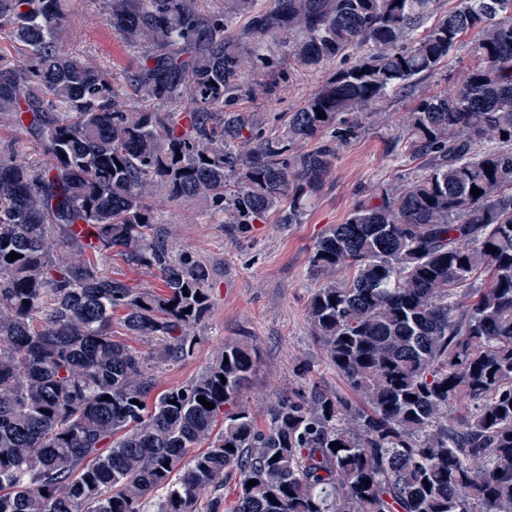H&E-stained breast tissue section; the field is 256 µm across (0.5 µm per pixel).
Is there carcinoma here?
Masks as SVG:
<instances>
[{"mask_svg": "<svg viewBox=\"0 0 512 512\" xmlns=\"http://www.w3.org/2000/svg\"><path fill=\"white\" fill-rule=\"evenodd\" d=\"M202 2H111L108 25L144 49L127 82L173 104L154 112L61 49L63 0H0L19 50L0 52V114L43 152L0 150V512H512V0H456L422 38L440 0H279L232 41L250 0ZM271 29L307 69L342 62L273 131L236 108ZM468 32L482 65L407 121L420 169L309 254L311 335L354 397L314 385L256 414L247 340L159 389L194 353L211 283L159 235L153 189L206 197L226 224H300L368 110ZM105 268L108 270H112L113 273L120 274V277H123L127 280L132 286L136 288H146V289H158L161 288V281L157 277V275L144 268L133 269L125 265L119 259H112L111 261L107 260L105 263Z\"/></svg>", "mask_w": 512, "mask_h": 512, "instance_id": "1", "label": "carcinoma"}]
</instances>
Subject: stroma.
I'll use <instances>...</instances> for the list:
<instances>
[{
	"label": "stroma",
	"instance_id": "stroma-1",
	"mask_svg": "<svg viewBox=\"0 0 512 512\" xmlns=\"http://www.w3.org/2000/svg\"><path fill=\"white\" fill-rule=\"evenodd\" d=\"M63 10V48L106 70L123 104L138 107L137 98L126 90V74L142 51L108 28L107 0H65ZM281 39L276 30L263 37L276 49L270 77L279 86L278 102L259 94L240 103L271 129L280 124L282 113L298 109L335 70L331 63L315 70L300 67ZM474 42V34L465 35L447 65L374 106L364 133L341 151L302 223L283 224L272 214L263 222L230 228L204 199L172 202L164 189H155L153 204L170 249L204 261L212 282L211 310L195 330L194 354L164 367L159 378L163 387L197 376L226 342L247 339L257 345L260 357L246 391L254 410H262L278 393L315 383L346 392L344 379L311 335L306 306L317 283L308 273L309 252L329 225L344 223L356 205L399 184L415 168L400 139L403 125L421 94L442 91L463 71L479 65Z\"/></svg>",
	"mask_w": 512,
	"mask_h": 512
}]
</instances>
